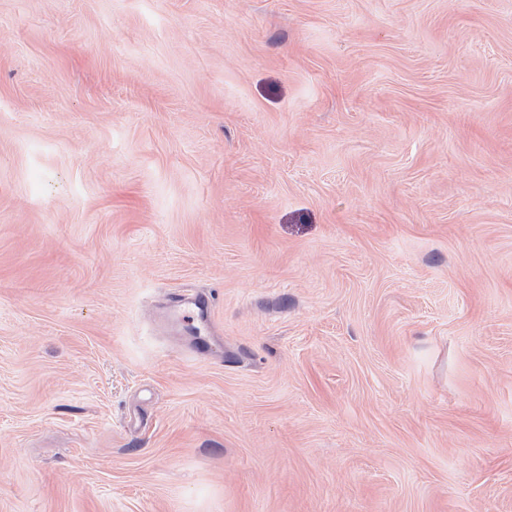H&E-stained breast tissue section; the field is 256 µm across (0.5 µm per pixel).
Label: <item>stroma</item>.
I'll use <instances>...</instances> for the list:
<instances>
[{"instance_id":"obj_1","label":"stroma","mask_w":512,"mask_h":512,"mask_svg":"<svg viewBox=\"0 0 512 512\" xmlns=\"http://www.w3.org/2000/svg\"><path fill=\"white\" fill-rule=\"evenodd\" d=\"M0 512H512V0H0Z\"/></svg>"}]
</instances>
